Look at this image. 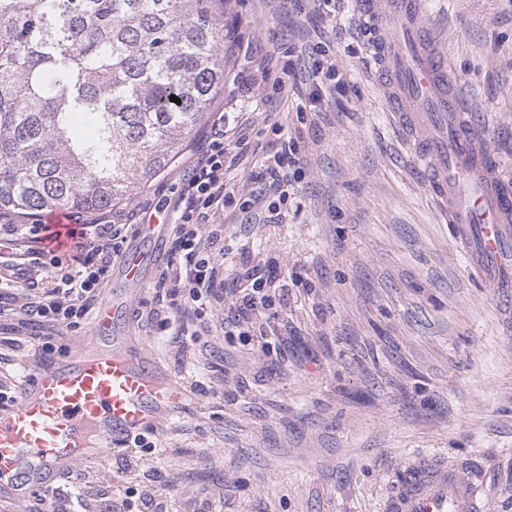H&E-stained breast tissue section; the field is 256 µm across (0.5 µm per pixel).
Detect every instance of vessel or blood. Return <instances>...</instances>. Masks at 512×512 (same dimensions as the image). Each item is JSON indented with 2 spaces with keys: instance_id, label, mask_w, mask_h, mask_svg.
Instances as JSON below:
<instances>
[{
  "instance_id": "obj_1",
  "label": "vessel or blood",
  "mask_w": 512,
  "mask_h": 512,
  "mask_svg": "<svg viewBox=\"0 0 512 512\" xmlns=\"http://www.w3.org/2000/svg\"><path fill=\"white\" fill-rule=\"evenodd\" d=\"M368 50L389 81L390 107L410 131L423 175L461 239L473 266L489 277L504 306L512 305V183L499 173L480 124L437 52L435 32L422 20L421 0H364ZM47 239L69 249L72 226L48 219ZM145 253L118 262L121 278L143 283ZM130 294H108L91 322L88 342L31 373L12 402L0 405V493L18 498L50 485L91 459L111 455L128 437L158 431L189 398L184 384L158 371L144 348L114 335L127 324ZM385 512H487L481 491L459 467L419 455L400 466Z\"/></svg>"
}]
</instances>
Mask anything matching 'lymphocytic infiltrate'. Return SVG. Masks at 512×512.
Wrapping results in <instances>:
<instances>
[{
    "instance_id": "1",
    "label": "lymphocytic infiltrate",
    "mask_w": 512,
    "mask_h": 512,
    "mask_svg": "<svg viewBox=\"0 0 512 512\" xmlns=\"http://www.w3.org/2000/svg\"><path fill=\"white\" fill-rule=\"evenodd\" d=\"M225 124L224 113H216L211 147L191 170L172 206L177 215L171 226L172 249L156 283L164 302L137 318L138 324L158 325L179 345L212 332L208 312L224 300L225 238L219 218L225 208L234 205L263 223H282L281 206L302 171L296 143L285 137L280 148L254 163L250 171L264 194L237 200L224 174L246 156L248 143L237 138L233 153H226ZM135 219L132 213L122 224L96 215L83 219L71 253L50 258L49 284L44 288L23 287L26 272L21 263L0 254V334L18 336L37 325L43 356L49 359L58 353L57 339L80 329L93 313L114 263L135 233ZM242 279L239 302L220 329L228 336L256 335L258 345L268 348L267 336L256 334L255 328L274 317L275 278L248 271Z\"/></svg>"
}]
</instances>
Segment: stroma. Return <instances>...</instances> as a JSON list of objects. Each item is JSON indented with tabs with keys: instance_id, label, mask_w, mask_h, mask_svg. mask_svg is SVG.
Listing matches in <instances>:
<instances>
[{
	"instance_id": "1",
	"label": "stroma",
	"mask_w": 512,
	"mask_h": 512,
	"mask_svg": "<svg viewBox=\"0 0 512 512\" xmlns=\"http://www.w3.org/2000/svg\"><path fill=\"white\" fill-rule=\"evenodd\" d=\"M224 29V88L207 113L261 158L276 115L305 171L279 224H245L226 209L235 245L224 258L221 321L237 301L242 267L274 268L288 285V341L261 351L244 336H198L177 354L152 327L129 336L181 379V413L148 435L126 480L123 449L84 463L80 501L173 495L178 512H383L401 462L437 454L474 467L489 512H512V314L470 265L384 105L359 0H211ZM450 76L483 115L501 174L512 182V0H424ZM294 66L288 95L274 79ZM335 63L322 111L297 114L315 65ZM208 121L175 163L127 203L140 221L165 210L210 140ZM27 330L7 384L41 365Z\"/></svg>"
}]
</instances>
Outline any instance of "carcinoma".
Segmentation results:
<instances>
[{
    "label": "carcinoma",
    "instance_id": "1",
    "mask_svg": "<svg viewBox=\"0 0 512 512\" xmlns=\"http://www.w3.org/2000/svg\"><path fill=\"white\" fill-rule=\"evenodd\" d=\"M223 40L207 0H0V213L149 184L224 87Z\"/></svg>",
    "mask_w": 512,
    "mask_h": 512
}]
</instances>
